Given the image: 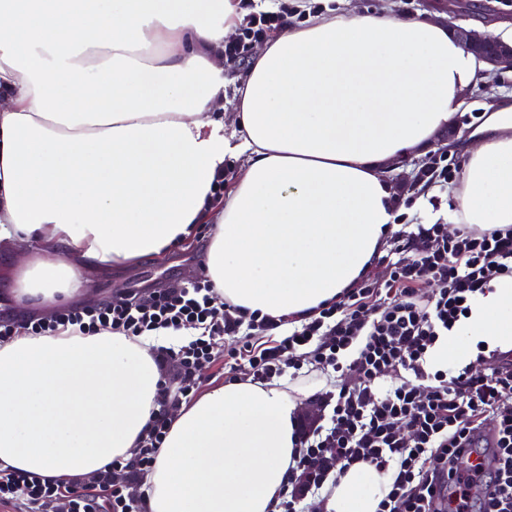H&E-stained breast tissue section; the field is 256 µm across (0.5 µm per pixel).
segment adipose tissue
Here are the masks:
<instances>
[{
	"instance_id": "1",
	"label": "adipose tissue",
	"mask_w": 512,
	"mask_h": 512,
	"mask_svg": "<svg viewBox=\"0 0 512 512\" xmlns=\"http://www.w3.org/2000/svg\"><path fill=\"white\" fill-rule=\"evenodd\" d=\"M320 2L257 49L228 130L224 44L242 0H0V253L32 247L18 299L50 315L84 298L88 269L165 257L200 224L215 296L248 314L297 323L365 278L404 213L390 166L426 154L488 68L445 19ZM458 147L451 223L512 224V104L490 92ZM231 158L244 165L218 206ZM177 338L62 328L0 343V469L64 481L132 459L166 374L154 349ZM473 341L512 349V279L429 366ZM314 392L244 380L173 406L145 512H275ZM390 483L354 465L326 512H376Z\"/></svg>"
}]
</instances>
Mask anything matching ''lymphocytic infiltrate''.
<instances>
[{
	"label": "lymphocytic infiltrate",
	"instance_id": "1",
	"mask_svg": "<svg viewBox=\"0 0 512 512\" xmlns=\"http://www.w3.org/2000/svg\"><path fill=\"white\" fill-rule=\"evenodd\" d=\"M282 22L279 12L250 16L240 38L225 44V61L241 62L248 41ZM385 262V281L361 280L285 336L275 335L267 319L214 307L205 278L148 300L132 296L30 320V330L39 335L61 325L129 337L169 328H192L198 335L176 348H158L176 371L175 387L163 390L132 460L112 461L93 480L77 477L66 484L1 469L0 505L43 512L63 498L69 512H140L113 476L120 471L131 479L153 466L170 425V405L192 395L197 368L212 358L213 339L225 336L227 365L244 369L255 383L281 374L300 350L321 371L357 375L354 385L327 393L326 421L298 420L299 449L278 512H306L308 499L360 463L392 475L377 512H512V350L479 352L487 363L480 375L425 367L429 350L468 317L471 300L495 279L512 278V225L485 231L463 224L452 234L444 224H417L395 234ZM431 282L432 295H422ZM396 369L404 377L387 382ZM489 418L495 422V465L486 469L471 463L470 455L475 433Z\"/></svg>",
	"mask_w": 512,
	"mask_h": 512
}]
</instances>
